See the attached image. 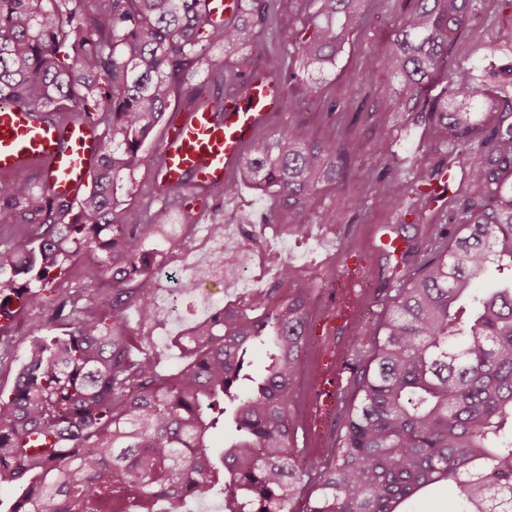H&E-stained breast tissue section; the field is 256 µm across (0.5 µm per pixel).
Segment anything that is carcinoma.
I'll return each instance as SVG.
<instances>
[{"label":"carcinoma","mask_w":512,"mask_h":512,"mask_svg":"<svg viewBox=\"0 0 512 512\" xmlns=\"http://www.w3.org/2000/svg\"><path fill=\"white\" fill-rule=\"evenodd\" d=\"M266 0L247 17L214 22L201 0H0V99L33 111L95 113L99 156L78 210L23 183L0 184V212L35 231L0 245V295L25 301L32 284L56 290L64 264L87 258V287L61 298L48 322L61 336H35L15 385L0 391V484L19 495L9 512H74L90 499L97 512H187L205 494L224 512H400L427 487L451 482L458 512H512V99L448 53L478 0H414L392 43L376 48L371 68L395 76L405 93L398 112H427L449 138L448 166L480 149L469 169L472 193L453 235L425 249L401 280L382 318L348 338L354 394L336 405L343 422L335 448L320 458L297 447V383L311 325L309 298L274 288L230 312L215 313L189 340L191 363L170 377L149 355L133 353L119 320L146 295L143 241L170 210L162 198L142 224L128 222L117 197L126 174L154 162L142 150L166 114L173 84L206 50H252L266 27ZM280 17L263 70L311 93L336 69L369 0H274ZM448 79L451 98L423 90ZM345 148L315 141L302 123L275 143H252L241 178L274 189L265 223L288 212L289 226L334 224L338 210L314 209L324 187L343 179ZM442 169L396 175L381 192L400 213L415 214ZM501 275L489 291L475 282ZM370 339L369 358L359 355ZM265 345L258 379L246 355ZM231 421L224 447L212 430ZM124 479L128 502L112 493Z\"/></svg>","instance_id":"1"}]
</instances>
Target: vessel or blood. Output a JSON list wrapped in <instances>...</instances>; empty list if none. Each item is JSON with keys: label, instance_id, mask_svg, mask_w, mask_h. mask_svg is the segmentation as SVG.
I'll return each instance as SVG.
<instances>
[{"label": "vessel or blood", "instance_id": "obj_1", "mask_svg": "<svg viewBox=\"0 0 512 512\" xmlns=\"http://www.w3.org/2000/svg\"><path fill=\"white\" fill-rule=\"evenodd\" d=\"M247 91L228 97L223 111L197 103L175 113L159 148L156 177L171 190L218 189L228 181L257 132L281 115L278 81L249 72ZM98 127L93 116L28 111L0 100V176L36 171L49 197L75 200L97 158ZM344 378L335 367L318 370L316 398H340Z\"/></svg>", "mask_w": 512, "mask_h": 512}]
</instances>
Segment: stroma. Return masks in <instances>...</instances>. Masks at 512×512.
I'll list each match as a JSON object with an SVG mask.
<instances>
[{
	"mask_svg": "<svg viewBox=\"0 0 512 512\" xmlns=\"http://www.w3.org/2000/svg\"><path fill=\"white\" fill-rule=\"evenodd\" d=\"M409 7L408 0H372L368 18L357 28L335 74L309 94L295 81H286L290 98L284 101L278 121L260 133L261 138L271 140L288 123L301 122L312 137L333 136L343 142L349 150V165L342 188L322 191L315 206L320 210L334 208L345 194L358 200L357 208L341 211L334 224L292 228L284 214L277 223L262 224L258 217L270 202L271 190H257L234 173L224 190L209 193L208 211L192 220L182 211H174L164 232L147 241L153 260L145 274L152 281V293L162 311L149 324L140 322L133 305L123 317L132 335L151 336L148 352L160 373H175L189 362L185 344L198 325L217 310L238 306V289L225 285L223 277L195 285L190 282V265L205 257L204 251L194 250L193 245L204 238L208 225L218 222L230 226L239 239L253 246L251 289L273 287L281 259H288L294 269L288 288L309 292L318 319L326 317L332 308L322 275L339 276V290L348 294L347 269L352 261L342 247L350 242L365 243L363 270L369 287L358 304L357 317L372 321L394 295L399 279L394 258L377 248L380 226L404 224V236L420 240L441 220L456 224L458 207L470 193L469 167L481 159L478 151L467 153L465 160L446 172L445 202L428 204L423 216L396 214L381 193L382 184L393 175L408 177L418 166L448 162V147L426 114L394 110L392 97L400 88L398 80L385 70L369 68L371 47L392 40ZM503 26H512V9L503 8L499 0H484L452 46L449 58L456 66L472 69L478 75L489 68L497 70L498 95L512 98V46L501 44L497 38ZM266 46L267 35L262 32L249 59L227 58L221 51H213L172 95L170 112L184 107L197 87L206 88L211 97L223 96L226 82L263 65ZM131 180L133 191L122 201L130 219L139 221L144 219L147 207L160 205L153 166L137 168ZM55 299V293L42 288H31L28 293L26 306L15 315L5 335L10 355L0 361V392H11L20 357L31 336L37 335L39 324L48 319Z\"/></svg>",
	"mask_w": 512,
	"mask_h": 512,
	"instance_id": "obj_1",
	"label": "stroma"
}]
</instances>
